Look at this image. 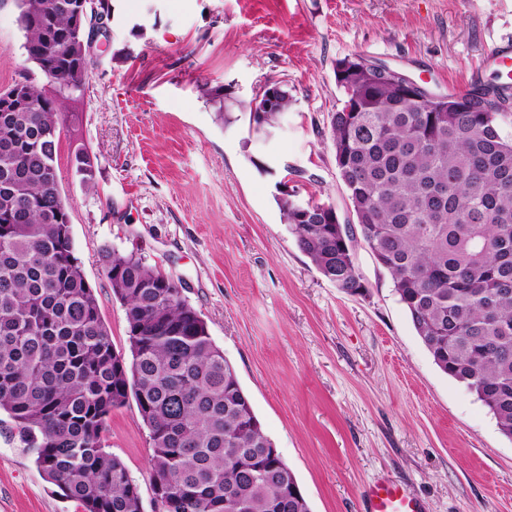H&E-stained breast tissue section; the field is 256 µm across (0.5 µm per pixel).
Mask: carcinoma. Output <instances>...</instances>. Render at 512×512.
Listing matches in <instances>:
<instances>
[{"mask_svg":"<svg viewBox=\"0 0 512 512\" xmlns=\"http://www.w3.org/2000/svg\"><path fill=\"white\" fill-rule=\"evenodd\" d=\"M24 50L46 79L0 91V411L44 479L83 512H144L124 462L105 450L112 410L134 398L149 430L154 494L168 512H310L234 366L175 279L137 254L103 265L123 304L131 360L115 353L75 256L59 189L63 108L90 71L78 0H17ZM330 127L356 224L329 205L277 198L299 249L336 288H364L355 230L436 366L512 439V139L508 87L418 100L370 69L346 73ZM483 92L481 112L462 107ZM250 113L268 137L292 106ZM98 158L73 149L89 184Z\"/></svg>","mask_w":512,"mask_h":512,"instance_id":"carcinoma-1","label":"carcinoma"}]
</instances>
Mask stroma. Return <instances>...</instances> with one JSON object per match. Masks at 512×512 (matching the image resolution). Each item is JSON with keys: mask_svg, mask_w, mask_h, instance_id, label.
<instances>
[{"mask_svg": "<svg viewBox=\"0 0 512 512\" xmlns=\"http://www.w3.org/2000/svg\"><path fill=\"white\" fill-rule=\"evenodd\" d=\"M110 2L85 95L65 107L59 174L75 255L115 350L130 354L104 272L109 249L180 281L311 512H364L363 490L382 480L424 512H512V440L435 365L390 276L359 243L365 289L340 292L300 251L276 201L284 187L351 217L330 130L339 60L387 64L442 95L505 82L482 60L512 42V0ZM18 15L17 0H0V89L45 82ZM274 81L293 104L259 140L247 104ZM216 86L220 105L206 95ZM76 139L98 157L88 186L72 167ZM106 449L154 512L135 400L112 412ZM0 512H79L4 425Z\"/></svg>", "mask_w": 512, "mask_h": 512, "instance_id": "obj_1", "label": "stroma"}]
</instances>
